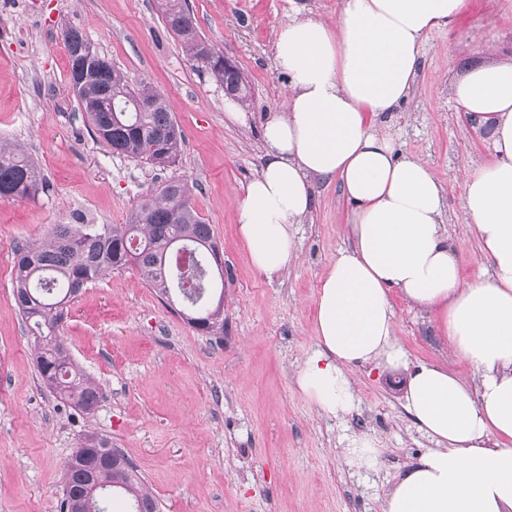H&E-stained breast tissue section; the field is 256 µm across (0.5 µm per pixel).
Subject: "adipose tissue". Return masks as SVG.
<instances>
[{"instance_id": "obj_1", "label": "adipose tissue", "mask_w": 512, "mask_h": 512, "mask_svg": "<svg viewBox=\"0 0 512 512\" xmlns=\"http://www.w3.org/2000/svg\"><path fill=\"white\" fill-rule=\"evenodd\" d=\"M464 3L342 0L334 24L296 16L280 26L275 64L288 92L263 126L261 169L237 211L253 268L272 279L296 258L315 181H340L350 205V243L320 283L316 344L297 377L316 409L351 410L356 367L408 365L395 291L433 313L477 377L471 386L410 365L404 407L432 446L397 477L382 512H512V59L467 64L450 85L473 129L491 137L492 160L471 170L464 196L489 279L462 281L441 185L375 124L408 100L425 37Z\"/></svg>"}]
</instances>
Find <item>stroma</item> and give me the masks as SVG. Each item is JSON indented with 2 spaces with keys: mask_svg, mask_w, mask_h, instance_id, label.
I'll return each instance as SVG.
<instances>
[{
  "mask_svg": "<svg viewBox=\"0 0 512 512\" xmlns=\"http://www.w3.org/2000/svg\"><path fill=\"white\" fill-rule=\"evenodd\" d=\"M187 3L247 81L239 103L246 123L225 116L223 87L188 60L157 0H0V143L24 146L47 182L36 199H0V512H61L65 464L91 433L134 461L160 512H382L397 476L431 445L404 408L406 370L358 367L354 406L338 418L318 413L296 382L315 346L318 286L349 243L340 184L316 183L315 208L297 228V259L278 278L252 268L236 224L262 163V128L288 85L275 67V30L298 8L333 23L341 0ZM68 27L129 81L165 93L185 135L175 166L157 170L96 137L69 89L60 37ZM489 42L493 58L512 55V0H466L448 28L430 33L408 101L384 118L402 155L421 159L443 186V227L466 282L484 268L463 221L466 172L492 155L449 86ZM171 177L188 180L218 243L224 330H196L136 269L89 284L59 328L100 386L96 409L83 412L38 376L12 296L14 249L76 211L96 224L124 223L142 194ZM393 303L409 363L442 364L471 379L432 313L398 294ZM361 433L382 447L375 470H356L344 456L348 438Z\"/></svg>",
  "mask_w": 512,
  "mask_h": 512,
  "instance_id": "stroma-1",
  "label": "stroma"
}]
</instances>
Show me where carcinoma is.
Masks as SVG:
<instances>
[{
  "label": "carcinoma",
  "mask_w": 512,
  "mask_h": 512,
  "mask_svg": "<svg viewBox=\"0 0 512 512\" xmlns=\"http://www.w3.org/2000/svg\"><path fill=\"white\" fill-rule=\"evenodd\" d=\"M166 26L185 47L197 67L206 70L230 96L248 93L240 69L224 65V53L205 41L197 20H184L187 0H159ZM69 62L73 45L87 41L75 27L62 33ZM81 111L98 138L112 152L145 160L165 169L176 163L184 135L172 118L165 94L148 82L133 84L115 67L97 71L73 90ZM46 185L35 162L18 148L0 146V199H33ZM196 251L192 271L195 287H182L184 270L173 247ZM13 296L22 317L32 323L36 367L43 383L79 409L90 413L100 389L74 361L59 327L70 304L89 283L113 270L137 269L157 294L177 296L189 311L188 322L203 333L224 331V298L209 302L205 273L218 261L219 248L211 225L192 203L187 180L174 178L145 194L123 224H55L40 242L16 246ZM63 512H105L109 489L131 496V512H158V504L136 466L108 439L87 442L73 452L65 468Z\"/></svg>",
  "instance_id": "1"
}]
</instances>
